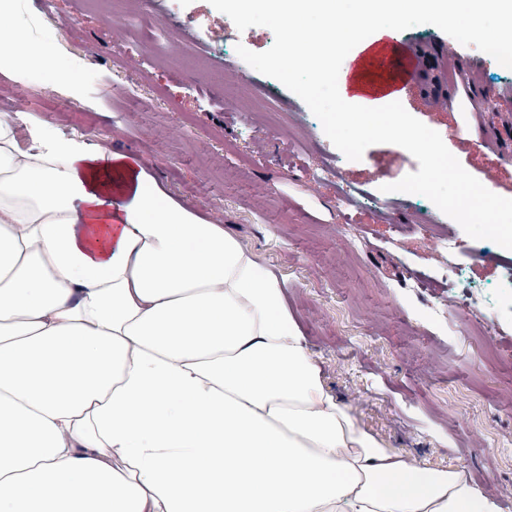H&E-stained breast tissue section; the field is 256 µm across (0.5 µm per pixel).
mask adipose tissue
<instances>
[{
  "label": "adipose tissue",
  "instance_id": "obj_1",
  "mask_svg": "<svg viewBox=\"0 0 512 512\" xmlns=\"http://www.w3.org/2000/svg\"><path fill=\"white\" fill-rule=\"evenodd\" d=\"M395 0H288L287 37L391 34ZM512 43V0H407ZM311 6L326 18L300 32ZM495 12L499 27L481 23ZM66 49L0 0V73L72 90ZM0 512H497L456 468L409 462L324 387L283 287L130 156L21 149L0 114Z\"/></svg>",
  "mask_w": 512,
  "mask_h": 512
}]
</instances>
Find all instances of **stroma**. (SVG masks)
<instances>
[{
  "label": "stroma",
  "instance_id": "1",
  "mask_svg": "<svg viewBox=\"0 0 512 512\" xmlns=\"http://www.w3.org/2000/svg\"><path fill=\"white\" fill-rule=\"evenodd\" d=\"M26 15L68 49L78 65L77 96L43 94V75L0 76V114L15 118L21 148L33 125L135 157L177 201L223 225L283 284L288 311L329 392L358 423L393 451L433 468H460L464 477L512 512V313L500 307L512 281V250L491 256L459 253L463 287L478 294L479 317L494 336L475 335L460 315L427 312L447 296L440 256L413 232L430 219L449 236L462 228L428 198L390 194L389 208L371 202L381 186L418 171L404 148L376 144L361 160H336V148L308 106L281 83L253 71L247 79L280 120L229 112L233 88L224 76L240 65L236 45L263 52L273 32L253 26L219 47L209 36L219 13L209 0H25ZM167 19L173 54L158 52L159 19ZM126 21L123 50L113 61L114 24ZM459 21L434 11L404 15L397 31L429 53L453 50L455 71L436 78L451 105L431 112L416 87L399 94L415 118L437 131L463 168L482 177L500 170L492 192L512 198V162L477 132L482 114L512 124V69L461 40ZM500 100H491V93ZM25 114H17L18 99ZM341 164L342 179L318 175ZM358 193L341 201L340 183ZM359 225L351 245L346 228Z\"/></svg>",
  "mask_w": 512,
  "mask_h": 512
}]
</instances>
